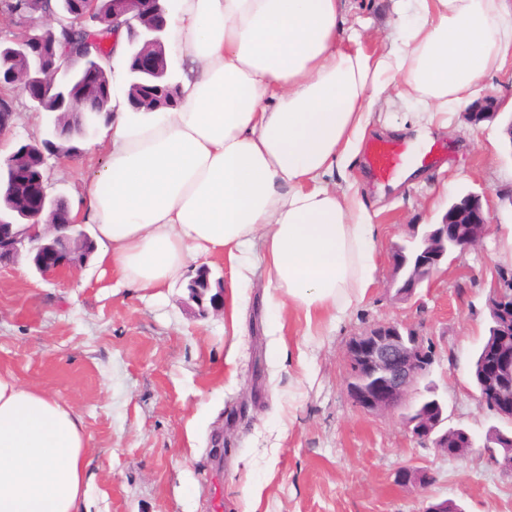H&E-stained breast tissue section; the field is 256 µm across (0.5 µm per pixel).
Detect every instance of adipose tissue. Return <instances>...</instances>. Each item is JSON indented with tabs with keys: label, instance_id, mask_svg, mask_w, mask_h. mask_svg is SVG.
Returning <instances> with one entry per match:
<instances>
[{
	"label": "adipose tissue",
	"instance_id": "ef3b65f1",
	"mask_svg": "<svg viewBox=\"0 0 512 512\" xmlns=\"http://www.w3.org/2000/svg\"><path fill=\"white\" fill-rule=\"evenodd\" d=\"M416 21L366 48L348 0H173L177 104L115 105L102 166L71 207L101 277L159 294L226 257L239 285L263 274L269 307L338 318L374 282L375 229L328 173L384 94L422 112L418 139L466 108L512 58V0H394ZM81 416L0 370V512H86Z\"/></svg>",
	"mask_w": 512,
	"mask_h": 512
}]
</instances>
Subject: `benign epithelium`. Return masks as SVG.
<instances>
[{
    "instance_id": "benign-epithelium-1",
    "label": "benign epithelium",
    "mask_w": 512,
    "mask_h": 512,
    "mask_svg": "<svg viewBox=\"0 0 512 512\" xmlns=\"http://www.w3.org/2000/svg\"><path fill=\"white\" fill-rule=\"evenodd\" d=\"M13 4L11 17L17 19L19 36L12 45L0 51V73L8 70L10 59L32 55L42 35L36 33L30 18L38 0H7ZM121 6L112 9V26L125 29L126 41L136 67L129 70L133 84L149 83L167 71L165 61L155 53L167 37L166 7L170 0H117ZM96 74L73 62L70 54L49 64L35 59L28 70L10 73V84L24 95L33 112L42 111V101L51 91L59 93L61 106L72 115L70 138H82V108L95 86ZM500 114V103L486 95L463 113L473 125L492 122ZM31 145L24 144L12 153L13 160L0 163V191L24 173V158ZM489 219L481 196L468 193L448 206L440 220L430 225L412 244L397 245L392 252L391 287L394 299L406 301L416 290L432 279L453 252H463L478 244L487 234ZM75 227L68 202L42 189L38 205L33 209L12 205L0 206V264L16 261L23 253L35 255L34 264L44 274L59 269L80 267L85 263L75 249L70 230ZM494 335L499 342L485 349L481 360L482 387L480 402L503 425H512V398L501 393L499 382L512 378V274L497 271L486 300ZM348 381L347 394L358 410L367 414L391 413L406 406L414 387L428 375L434 360L431 346L421 331L398 321L375 322L351 337L345 352ZM445 404L427 399L409 408L404 416L406 429L415 437L432 443L439 452L448 444L473 448L474 441L464 428H449ZM488 455H495L499 467L512 470V434L501 432L495 443H483ZM427 470L409 465L399 468L395 481L403 485H422Z\"/></svg>"
}]
</instances>
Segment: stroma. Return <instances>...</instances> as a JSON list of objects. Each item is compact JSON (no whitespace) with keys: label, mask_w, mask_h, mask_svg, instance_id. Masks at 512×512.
<instances>
[{"label":"stroma","mask_w":512,"mask_h":512,"mask_svg":"<svg viewBox=\"0 0 512 512\" xmlns=\"http://www.w3.org/2000/svg\"><path fill=\"white\" fill-rule=\"evenodd\" d=\"M350 24L366 36L397 37L390 0H351ZM483 93L502 115L474 126L461 113L431 136L444 160L420 168L394 191L373 182L363 156L332 177L356 191L376 229L374 283L336 322L305 335V313L267 310L262 288L233 291L224 259L207 264L223 298L240 295V329L223 307L193 299L182 282L152 298L106 290L95 263L45 278L26 258L0 266V369L43 387L81 415L90 438V512H424L451 499L465 512H512V474L482 444L493 414L471 383L487 330L491 268L512 225V147L502 133L512 115V61L490 74ZM410 105L390 98L375 109L366 142H413ZM95 150L49 159L52 195L70 200L105 159ZM475 193L491 225L482 242L442 265L430 286L398 302L390 288L392 248L413 229L436 223L449 204ZM418 327L435 353L418 398L447 408L448 427L475 446L462 458L439 454L406 429L400 413L366 414L346 392L350 337L377 321ZM429 471L423 487L395 483L396 470Z\"/></svg>","instance_id":"obj_1"}]
</instances>
